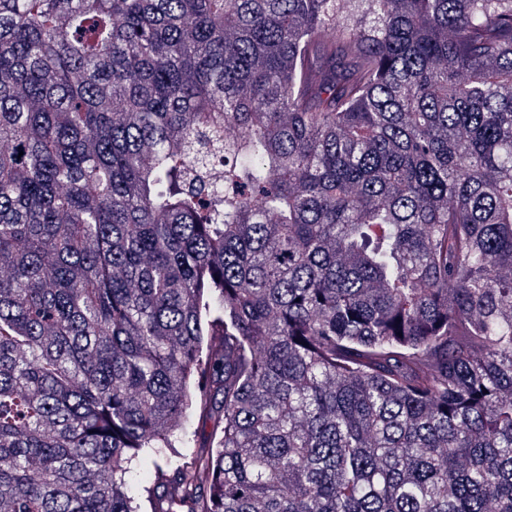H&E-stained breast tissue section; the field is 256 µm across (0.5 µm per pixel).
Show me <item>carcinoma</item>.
<instances>
[{"instance_id":"carcinoma-1","label":"carcinoma","mask_w":512,"mask_h":512,"mask_svg":"<svg viewBox=\"0 0 512 512\" xmlns=\"http://www.w3.org/2000/svg\"><path fill=\"white\" fill-rule=\"evenodd\" d=\"M0 512H512V0H0ZM188 428L190 433L196 431V436H193V433L191 435L192 442L189 445V448H174L176 451L181 453H187L191 451H200L204 448H200V446L204 445L206 443V439L208 434L211 431L212 423L210 421H207L206 423L202 422V420H199L197 416H191L188 422Z\"/></svg>"}]
</instances>
